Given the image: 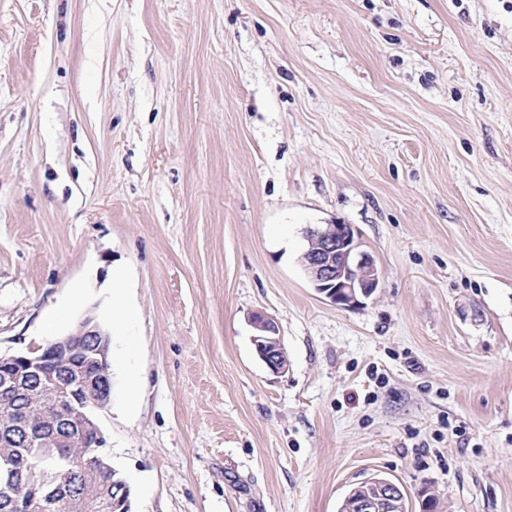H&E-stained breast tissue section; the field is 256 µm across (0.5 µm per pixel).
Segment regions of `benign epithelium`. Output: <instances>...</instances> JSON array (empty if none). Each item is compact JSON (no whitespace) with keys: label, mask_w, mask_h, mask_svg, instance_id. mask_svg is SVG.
Instances as JSON below:
<instances>
[{"label":"benign epithelium","mask_w":512,"mask_h":512,"mask_svg":"<svg viewBox=\"0 0 512 512\" xmlns=\"http://www.w3.org/2000/svg\"><path fill=\"white\" fill-rule=\"evenodd\" d=\"M307 246L301 264L314 290L330 303L347 309L357 308L381 288V273L374 257L362 249L352 224H319L305 231ZM255 334L251 341L258 358L274 373L288 369V358L276 323L261 313L252 316ZM83 336L78 346L73 337ZM111 334L89 314L76 328L46 346L26 354L0 356L3 384L0 400L8 402L25 386H41L56 410L44 416V432L39 448H57L75 434L89 435L94 447H107V439L93 408H103L112 397ZM98 389L90 399L86 391ZM70 479L49 485L34 473L20 480L27 495L58 498L71 512H92V505L106 495L108 486H89L82 470H69ZM344 512H402L403 495L394 481L369 477L344 499Z\"/></svg>","instance_id":"obj_1"}]
</instances>
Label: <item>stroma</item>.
<instances>
[{"label":"stroma","mask_w":512,"mask_h":512,"mask_svg":"<svg viewBox=\"0 0 512 512\" xmlns=\"http://www.w3.org/2000/svg\"><path fill=\"white\" fill-rule=\"evenodd\" d=\"M90 311L132 512H512V0H0V355ZM301 264L314 290L347 309L362 306L381 287L374 257L351 224H319L305 231ZM255 334L251 341L258 358L274 373L288 369V357L279 335L276 323L261 313L252 316ZM402 499L401 489L394 481L369 477L346 496L344 512H401Z\"/></svg>","instance_id":"stroma-1"}]
</instances>
